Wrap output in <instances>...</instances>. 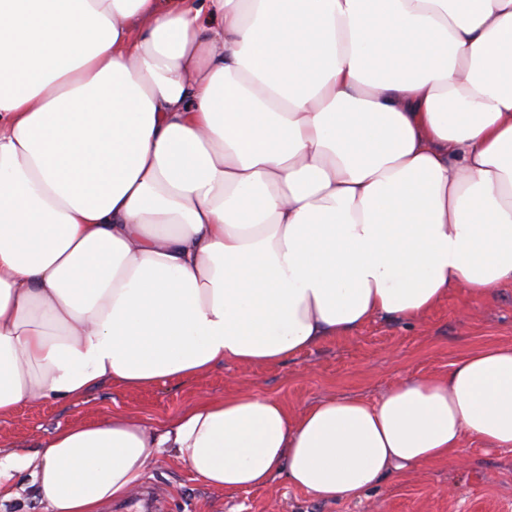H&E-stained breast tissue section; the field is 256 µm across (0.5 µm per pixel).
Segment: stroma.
<instances>
[{"label": "stroma", "mask_w": 512, "mask_h": 512, "mask_svg": "<svg viewBox=\"0 0 512 512\" xmlns=\"http://www.w3.org/2000/svg\"><path fill=\"white\" fill-rule=\"evenodd\" d=\"M511 342L512 286L487 299L453 290L416 322L377 317L282 363L242 366L227 361L191 380L141 389L103 382L78 402L20 406L0 419V452L32 451L57 428L100 420L115 411L161 426L199 401L231 393L274 396L294 414L321 398L371 399L401 379L447 372L475 348ZM461 459L458 466L422 463L366 496L325 502L282 478L227 493L162 457L139 492L103 512H147L144 493L149 489L164 512H512V451L469 443Z\"/></svg>", "instance_id": "stroma-1"}]
</instances>
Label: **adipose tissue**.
Returning a JSON list of instances; mask_svg holds the SVG:
<instances>
[{"mask_svg":"<svg viewBox=\"0 0 512 512\" xmlns=\"http://www.w3.org/2000/svg\"><path fill=\"white\" fill-rule=\"evenodd\" d=\"M512 285V0H0V418L280 363ZM512 451V343L299 414L237 393L0 455L101 512L166 454L358 498Z\"/></svg>","mask_w":512,"mask_h":512,"instance_id":"ef3b65f1","label":"adipose tissue"}]
</instances>
